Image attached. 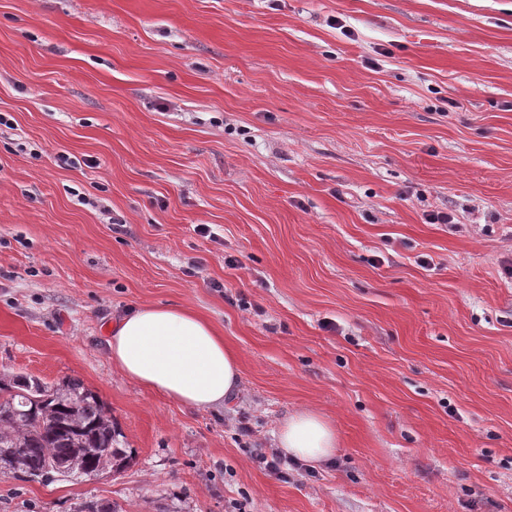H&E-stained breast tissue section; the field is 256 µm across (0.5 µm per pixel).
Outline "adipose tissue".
Masks as SVG:
<instances>
[{"instance_id":"adipose-tissue-1","label":"adipose tissue","mask_w":512,"mask_h":512,"mask_svg":"<svg viewBox=\"0 0 512 512\" xmlns=\"http://www.w3.org/2000/svg\"><path fill=\"white\" fill-rule=\"evenodd\" d=\"M107 351L125 377L189 407L223 404L240 389L237 354L211 323L182 306L128 309L110 324ZM276 442L285 456L313 468L330 462L338 446L333 422L310 408L290 413Z\"/></svg>"}]
</instances>
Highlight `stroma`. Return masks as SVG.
<instances>
[{"label": "stroma", "mask_w": 512, "mask_h": 512, "mask_svg": "<svg viewBox=\"0 0 512 512\" xmlns=\"http://www.w3.org/2000/svg\"><path fill=\"white\" fill-rule=\"evenodd\" d=\"M0 116V373L133 450L2 472L0 512H512V0H0ZM141 304L218 328L239 395L125 377ZM302 408L336 458L280 480Z\"/></svg>", "instance_id": "stroma-1"}]
</instances>
